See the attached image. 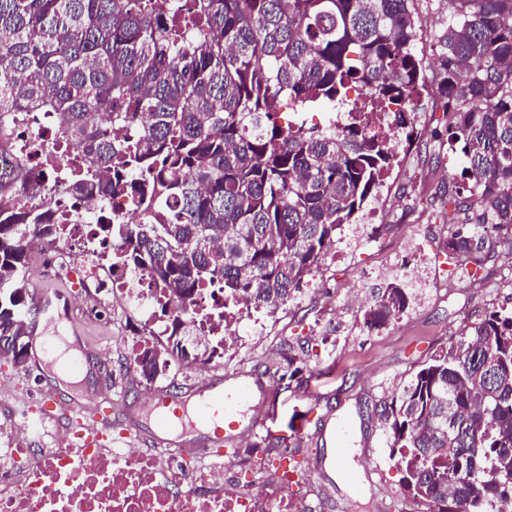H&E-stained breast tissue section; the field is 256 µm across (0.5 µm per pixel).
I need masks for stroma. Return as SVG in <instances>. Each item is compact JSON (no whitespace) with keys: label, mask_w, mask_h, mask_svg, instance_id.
Masks as SVG:
<instances>
[{"label":"stroma","mask_w":512,"mask_h":512,"mask_svg":"<svg viewBox=\"0 0 512 512\" xmlns=\"http://www.w3.org/2000/svg\"><path fill=\"white\" fill-rule=\"evenodd\" d=\"M422 21L417 55L425 83L434 80L436 36L448 20V0H414ZM448 115L432 94L421 99L414 135L401 143L394 165L372 205V223L362 225L363 241L336 236L319 269L306 278L264 326L238 324V344L206 368L172 364L167 375L143 379L129 363L128 344L137 320L133 313L110 310L108 288L75 290L55 277L46 263L30 262L29 293L61 290L70 296L69 320L79 330L90 385L81 397L94 403L110 397L113 423L126 408L145 409L154 390L181 394L194 391L203 379L223 377L225 385L263 380L270 394L254 392L251 403L266 411L256 432L239 444L247 451L265 450L279 469L300 482V497L312 498L317 512H425L400 485V473L388 457L379 420L380 404L430 355L488 307L512 310V258L501 249H481L482 268L469 277L466 267L444 262L448 226L443 201L459 171L444 131ZM383 235L388 251L367 248L364 240ZM399 280L410 293L406 310L380 325L364 322L387 284ZM294 344L301 370L280 380L286 344ZM51 364L28 360L20 368L0 370V438L11 424L30 420L29 443L39 440L38 402L53 389ZM305 416L296 427L297 416ZM347 418L349 465L340 467L332 452V431ZM287 438L280 454L277 438Z\"/></svg>","instance_id":"1"}]
</instances>
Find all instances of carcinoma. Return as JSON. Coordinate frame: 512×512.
Returning <instances> with one entry per match:
<instances>
[{
	"label": "carcinoma",
	"instance_id": "1",
	"mask_svg": "<svg viewBox=\"0 0 512 512\" xmlns=\"http://www.w3.org/2000/svg\"><path fill=\"white\" fill-rule=\"evenodd\" d=\"M418 28L413 0H0V343L21 348L30 329L25 236L67 231L35 203L39 177L14 135L23 117L56 115L76 148L74 195L133 198L137 221L97 225L121 242V265L184 310L224 289L227 327L239 299L288 302L376 199L396 155L368 113L413 126ZM435 63L461 161L445 260L466 265L496 239L512 258V0H448ZM316 110L330 113L322 125ZM407 305L392 283L365 323ZM160 313L166 344L135 350L144 379L174 355L224 354L209 316L187 351L184 323ZM380 417L403 488L428 512H512V313L468 322Z\"/></svg>",
	"mask_w": 512,
	"mask_h": 512
}]
</instances>
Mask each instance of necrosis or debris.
<instances>
[{
    "mask_svg": "<svg viewBox=\"0 0 512 512\" xmlns=\"http://www.w3.org/2000/svg\"><path fill=\"white\" fill-rule=\"evenodd\" d=\"M55 117L42 114L17 127L18 138L37 148L38 168L63 166L67 161L52 131ZM49 212L63 216L71 233L49 243L33 237L29 249L45 256L54 271L83 288L92 281L108 282L125 304L139 315L140 336H160V292L147 271L127 272L122 266L107 267L100 250L73 251L90 224L130 222L135 209L128 197L78 200L61 183L42 182L37 195ZM130 437L112 445L93 447L30 448L21 435L11 436L0 450V512H309L310 506L294 495L293 478L269 467L261 453L251 464L260 474V489L246 491L225 481L220 463L201 464L183 474L185 462L194 459L187 451L164 458L151 450L131 448Z\"/></svg>",
    "mask_w": 512,
    "mask_h": 512,
    "instance_id": "necrosis-or-debris-1",
    "label": "necrosis or debris"
}]
</instances>
